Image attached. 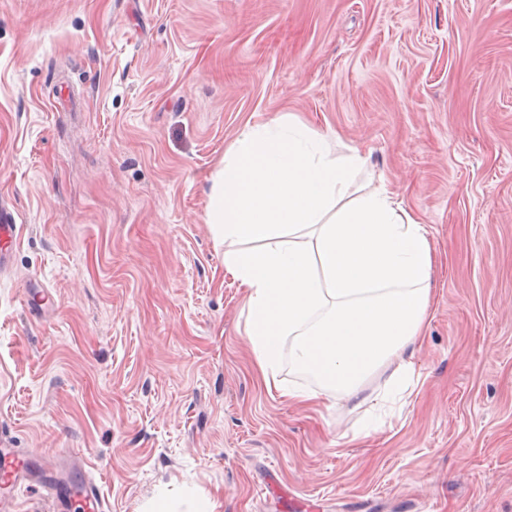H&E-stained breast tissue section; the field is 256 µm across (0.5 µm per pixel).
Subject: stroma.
Returning a JSON list of instances; mask_svg holds the SVG:
<instances>
[{
    "mask_svg": "<svg viewBox=\"0 0 512 512\" xmlns=\"http://www.w3.org/2000/svg\"><path fill=\"white\" fill-rule=\"evenodd\" d=\"M274 119L428 230L403 392L260 380L207 207ZM0 199V439L105 512H512V0H0Z\"/></svg>",
    "mask_w": 512,
    "mask_h": 512,
    "instance_id": "1",
    "label": "stroma"
}]
</instances>
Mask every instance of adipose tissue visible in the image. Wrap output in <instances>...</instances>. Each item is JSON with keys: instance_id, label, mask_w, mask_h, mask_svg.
Instances as JSON below:
<instances>
[{"instance_id": "obj_1", "label": "adipose tissue", "mask_w": 512, "mask_h": 512, "mask_svg": "<svg viewBox=\"0 0 512 512\" xmlns=\"http://www.w3.org/2000/svg\"><path fill=\"white\" fill-rule=\"evenodd\" d=\"M364 164L357 153L331 158L323 136L275 120L245 128L213 181L207 222L246 290L258 370L293 403L322 400L279 380L288 337L297 367L361 405L375 370L390 367L391 388L414 371L406 352L430 307L432 247L396 192L356 194Z\"/></svg>"}]
</instances>
